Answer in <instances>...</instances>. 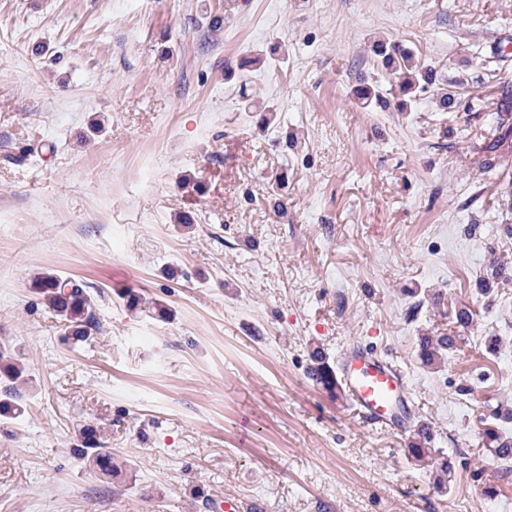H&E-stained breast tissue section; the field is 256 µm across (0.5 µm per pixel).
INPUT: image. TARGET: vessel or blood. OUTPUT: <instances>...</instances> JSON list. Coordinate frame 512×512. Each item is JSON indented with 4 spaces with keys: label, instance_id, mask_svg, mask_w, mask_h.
<instances>
[{
    "label": "vessel or blood",
    "instance_id": "1",
    "mask_svg": "<svg viewBox=\"0 0 512 512\" xmlns=\"http://www.w3.org/2000/svg\"><path fill=\"white\" fill-rule=\"evenodd\" d=\"M336 386L364 422L401 436L422 430L408 404L403 371L391 358L367 347H346L337 362Z\"/></svg>",
    "mask_w": 512,
    "mask_h": 512
}]
</instances>
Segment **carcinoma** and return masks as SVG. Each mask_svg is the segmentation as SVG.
<instances>
[{"mask_svg":"<svg viewBox=\"0 0 512 512\" xmlns=\"http://www.w3.org/2000/svg\"><path fill=\"white\" fill-rule=\"evenodd\" d=\"M369 53L378 75L377 80L363 81L355 87L353 96L361 108L386 111L394 107L405 112L421 96L429 94L439 98L441 111H448L451 97L446 92H439L435 67L422 61L414 51L395 40L378 38L369 46ZM493 121L498 130L505 131V135L512 133L511 85L499 89ZM33 291L60 320L64 341L84 342L99 332L92 299L83 285L44 273L34 278ZM455 343L453 336H420L419 357L425 366L438 368L448 362V354L454 351ZM309 370L317 375V382L326 390L336 392V369L321 349L312 350ZM30 383L32 378L27 368L14 359L6 347L0 346V385L3 386L0 417L17 411L16 400ZM431 440L430 434L424 440L416 436L408 451L418 459L427 457L435 460L436 488L442 489L454 472V461L442 450L430 447ZM483 441L500 461L494 478L498 481L508 479L512 475V437L489 425L483 430ZM76 452L106 476H118L124 466L123 461L112 453L100 431L91 426L80 429V448Z\"/></svg>","mask_w":512,"mask_h":512,"instance_id":"cac0c4a2","label":"carcinoma"}]
</instances>
